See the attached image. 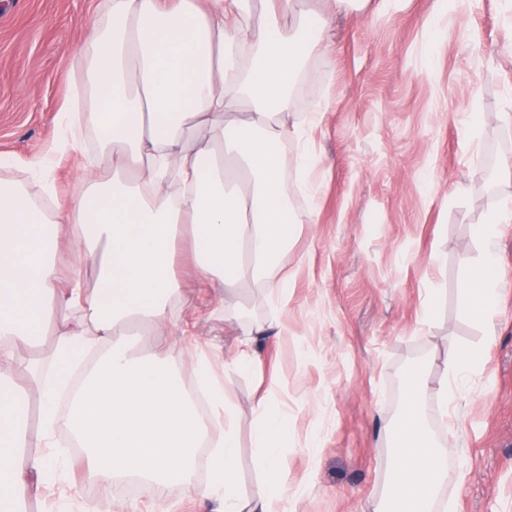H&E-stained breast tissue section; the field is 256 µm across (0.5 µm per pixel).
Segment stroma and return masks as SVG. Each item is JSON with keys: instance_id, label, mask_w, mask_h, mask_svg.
<instances>
[{"instance_id": "stroma-1", "label": "stroma", "mask_w": 512, "mask_h": 512, "mask_svg": "<svg viewBox=\"0 0 512 512\" xmlns=\"http://www.w3.org/2000/svg\"><path fill=\"white\" fill-rule=\"evenodd\" d=\"M109 0H0V178L20 179L25 160L43 153L57 131L88 40L87 17ZM505 0L471 10L454 0H371L361 14L337 17L336 51L315 63L306 91L329 110L308 131L316 157L311 179L316 210L302 195L292 207L309 212L282 259L291 275L283 319L288 334L261 346L260 366L231 370L235 328L224 320V293L198 301L183 261L174 273L195 311L171 339L182 353L179 373L196 389V360L208 355L229 374L228 398L239 420L237 476L241 491L258 477L252 408L274 390L287 414L292 445L286 492L306 479L311 491L298 512H374L385 496L389 442L381 419L400 420L409 375L420 387L433 433V390L445 378L443 351L454 341L475 356L462 391L459 443L448 444L443 512H512V226L500 240L497 334L462 305L463 263L482 255L479 228L500 200L498 165L512 157V53L503 25ZM480 116L479 148L465 137L470 113ZM88 145L52 166L62 200L82 190L79 165ZM477 183L463 193L458 186ZM318 439L310 463L305 447ZM77 498L97 512H214L177 485L122 491L76 479Z\"/></svg>"}]
</instances>
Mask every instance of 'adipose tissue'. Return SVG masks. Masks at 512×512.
I'll return each mask as SVG.
<instances>
[{
    "label": "adipose tissue",
    "instance_id": "obj_1",
    "mask_svg": "<svg viewBox=\"0 0 512 512\" xmlns=\"http://www.w3.org/2000/svg\"><path fill=\"white\" fill-rule=\"evenodd\" d=\"M369 0H110L88 18L91 40L77 52L85 115L60 123L47 153L27 164L41 196L0 181V366L52 332L54 348L27 361L23 379L0 378V512H23L27 500L71 484L72 457L54 432L67 427L82 452L87 480L102 485L135 477L164 492L181 485L216 512H296L285 495L288 418L269 395L254 405L255 463L249 493L237 480L238 420L227 388L199 363L212 416L200 418L163 336L183 292L173 273L176 242L187 247L203 286L235 294L259 288L287 304L280 257L303 223L290 206L294 188L282 173L285 143L299 145L296 168L308 174L306 130L325 110L311 97L301 113L291 99L310 59L331 48L336 13L365 11ZM100 131L81 165L82 192L64 208L51 156L76 149L84 128ZM69 210L73 226L62 225ZM512 222L502 208L481 231L484 259L466 266L463 303L495 336L492 311L504 286L497 236ZM69 238L76 258L60 281L55 256ZM97 285L87 288V272ZM61 307L76 308L59 323ZM238 329L237 367L260 362L258 343L287 335L280 319L255 323L224 311ZM154 338L136 354L130 335ZM41 407L42 454L19 461L29 395ZM211 443V479H195V460ZM442 446L412 412L395 428L383 512H429L444 478Z\"/></svg>",
    "mask_w": 512,
    "mask_h": 512
}]
</instances>
